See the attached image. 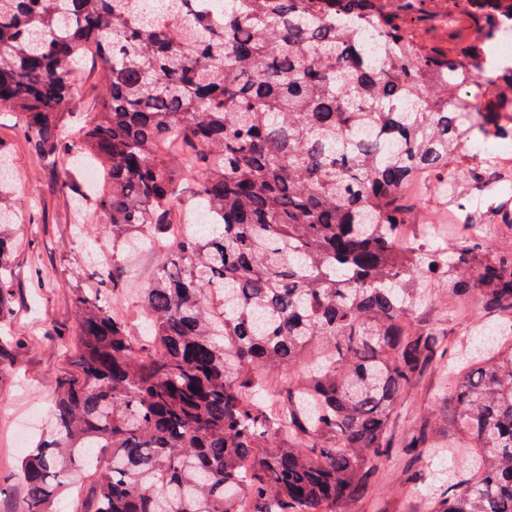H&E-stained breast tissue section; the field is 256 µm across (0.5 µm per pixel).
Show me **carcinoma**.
I'll return each instance as SVG.
<instances>
[{
  "mask_svg": "<svg viewBox=\"0 0 512 512\" xmlns=\"http://www.w3.org/2000/svg\"><path fill=\"white\" fill-rule=\"evenodd\" d=\"M0 0V112L54 164L84 150L105 169L90 232L112 235L97 268L112 292L140 241L159 258L137 289L133 336L103 289H75L80 364L17 473L24 512H51L67 472L97 473L93 512H353L397 446L424 462L469 456L434 512H512V245L483 239L512 173L475 148L468 209L448 159L462 141L512 140V68L489 42L512 30L506 0H456L484 22L464 58L421 55L405 20L423 0ZM106 69L96 112L69 109L82 62ZM505 87L492 112L436 98L430 80ZM195 176L184 183L176 170ZM420 173L448 177L472 226L444 254L400 238ZM203 224L173 223L184 193ZM17 214L0 205V372L11 329ZM487 321L414 324L438 271ZM297 369L295 382L273 380ZM435 417L395 444L393 416L435 367Z\"/></svg>",
  "mask_w": 512,
  "mask_h": 512,
  "instance_id": "1",
  "label": "carcinoma"
}]
</instances>
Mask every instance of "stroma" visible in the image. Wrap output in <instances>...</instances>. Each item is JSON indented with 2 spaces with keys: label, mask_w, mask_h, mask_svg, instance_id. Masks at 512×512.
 <instances>
[{
  "label": "stroma",
  "mask_w": 512,
  "mask_h": 512,
  "mask_svg": "<svg viewBox=\"0 0 512 512\" xmlns=\"http://www.w3.org/2000/svg\"><path fill=\"white\" fill-rule=\"evenodd\" d=\"M452 0H425L424 17L409 24L407 34L422 51L442 53L479 34L478 22L460 17L448 26ZM0 150L8 153L15 171V189L0 201L21 211L17 236L21 249L10 260L13 330L22 340L13 353V364L0 375V512H22L23 490L16 470L26 448L22 434L36 437L49 416L58 383L78 369L76 308L73 288L94 282L99 254L111 250V240L92 243L76 237L75 211L84 209L88 196L82 166L63 160L46 166L29 149L26 140L9 123L0 124ZM445 235L463 234L453 220L447 196L434 178H424L411 200L410 222L403 227L414 245L427 242L429 227ZM49 284L36 285L39 274ZM414 464L408 456L393 457L380 468L378 512H420L425 487L410 482ZM94 485L92 470L70 471L53 512H87Z\"/></svg>",
  "instance_id": "1"
}]
</instances>
